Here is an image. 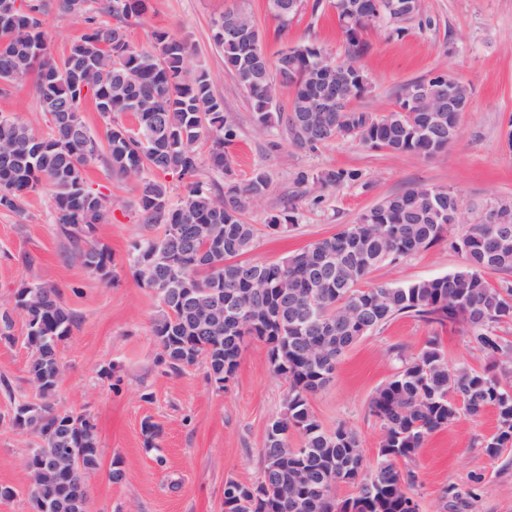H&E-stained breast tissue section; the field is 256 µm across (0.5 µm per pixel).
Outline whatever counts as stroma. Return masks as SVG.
Segmentation results:
<instances>
[{"mask_svg":"<svg viewBox=\"0 0 512 512\" xmlns=\"http://www.w3.org/2000/svg\"><path fill=\"white\" fill-rule=\"evenodd\" d=\"M232 8L252 17L269 56L313 43L340 61L346 46L325 4L316 10L304 7L284 27L269 12L267 0H148L142 25L129 31L138 49L148 47L155 28L188 40L191 65L211 73L236 132L228 148L233 178L246 181L258 168L269 174L266 196L246 214L259 228L248 261L281 260L353 223L385 196L426 186L461 197V223L449 225L445 242L383 264L368 281L408 283L463 267L465 259L452 241L488 208L512 202V0H421L427 26L409 24L399 37L383 28L368 30L362 64L370 89L359 108L385 114L407 83L442 71L471 88L457 141L430 159L342 139L302 151L289 144L285 132L257 127L248 98L225 70L212 39L213 19ZM0 113L36 134L47 131L31 83L0 94ZM338 169H356L362 177L324 191L317 202L303 195L298 173ZM86 182L111 200L96 239L112 253L115 280H101L67 259L68 242L54 222L51 196L41 191L27 197L24 214L0 208V304L11 302L22 286L42 284L59 288L63 304L78 317L59 347L65 372L55 401L90 414L97 426L101 466L88 477V512H224L225 482L251 484L260 475L267 426L283 409L287 384L273 373L266 344L254 338L245 340L235 375L221 390L209 382L204 363L180 373L159 363L153 324L160 304L138 287L127 265L130 244L146 232L136 188L113 179L100 163L87 167ZM288 206L295 209V226L274 234L265 230L268 215ZM10 333L12 342L0 340V484L15 487L17 494L0 501V512H32L24 462L33 439L10 423L16 404L37 398L21 315H14ZM432 336L449 363L483 365L482 353L461 326L397 317L347 350L330 383L311 398L323 428L350 426L359 433L366 458H374L382 428L370 412V400L399 368L391 349L403 347L410 356ZM147 420L162 430L151 451L142 431ZM496 425L491 411L479 417L462 414L428 438L412 465L420 512H512V447L491 457L482 446ZM115 465L127 475L119 484L108 479Z\"/></svg>","mask_w":512,"mask_h":512,"instance_id":"35a3bbf8","label":"stroma"}]
</instances>
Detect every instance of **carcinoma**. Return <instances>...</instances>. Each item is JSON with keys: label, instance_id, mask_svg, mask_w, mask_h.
<instances>
[{"label": "carcinoma", "instance_id": "1", "mask_svg": "<svg viewBox=\"0 0 512 512\" xmlns=\"http://www.w3.org/2000/svg\"><path fill=\"white\" fill-rule=\"evenodd\" d=\"M57 11L78 18L82 34L60 58L51 53L42 17L48 0H0V85L17 74L34 75L49 131L31 128L0 114V206L17 214L31 192L47 190L54 219L70 243L68 257L105 281L113 279L112 252L95 240L96 226L110 200L91 191L85 168L103 163L120 182H135L143 223L163 226L161 234L141 236L128 252L129 271L141 288L157 297L162 313L153 334L160 359L180 373L202 361L219 387L233 377L244 338L268 347L273 373L288 384L284 410L271 421L261 448V473L252 484H224V512H419L416 475L399 463L415 461L427 438L464 412L479 417L492 410L495 435L484 441L490 456L512 446V383L497 374L508 344L497 334L512 322V285H491L490 271H512V249L495 248L486 225L472 224L452 247L465 266L448 275L403 285L378 282L360 287L378 266L425 252L440 244L453 223L452 213L439 217L434 189L415 186L391 194L360 213L356 221L308 248L276 262L252 264L255 276L238 275L240 257L250 252L258 229L245 219L249 207L267 193L269 177L258 168L244 183L206 184L198 179L206 165L230 172L224 147L233 141L225 125L224 101L213 90L210 72L187 67L188 42L165 29L150 32V45L137 50L128 30L143 21L147 0H54ZM348 48V59L332 67L319 65L324 50L298 44L272 62L256 48L259 28L249 26L243 40L224 38V25L237 16L212 21L213 41L224 54V67L246 94L255 124L267 131L285 128L292 146L314 150L334 139L353 140L370 149L430 159L448 149V122L427 127V113L407 112L410 97L431 84L420 79L404 86L394 110L374 115L354 106L343 112L321 110L327 88H343L358 100L369 91L360 59L369 49L363 35L372 24H389L381 15L365 18L360 0H328ZM288 94V109L280 106ZM91 100L105 119L104 135L87 126L73 129L71 116ZM130 114L134 125L122 121ZM211 141L207 157L198 150ZM175 173L184 184L177 203L159 176ZM360 179L356 169L302 172L298 183L318 193ZM206 238L195 240L197 226ZM340 266L336 276L320 278L311 267L321 258ZM150 264L165 273L177 271V288L142 277ZM230 302L245 310L238 320L221 324L200 320L195 308ZM307 302L313 318L297 315ZM24 315L29 377L38 400L15 406L10 422L36 437L26 467L42 465L50 475L30 492L33 512H86V478L99 466L96 424L87 414L55 405L63 378L59 345L71 335L76 316L61 302V292L41 284L16 291L12 305L0 307V340L12 341L15 313ZM427 323L461 324L487 359L477 370L465 363L448 365L436 337L417 354L406 356L397 373L377 389L370 409L383 428L376 458L368 461L357 431L340 424L327 431L314 414L310 398L332 379L342 354L363 337L399 316ZM303 445L293 448L290 434ZM79 449L73 469L53 471L59 451ZM355 488L339 501L340 484Z\"/></svg>", "mask_w": 512, "mask_h": 512}]
</instances>
